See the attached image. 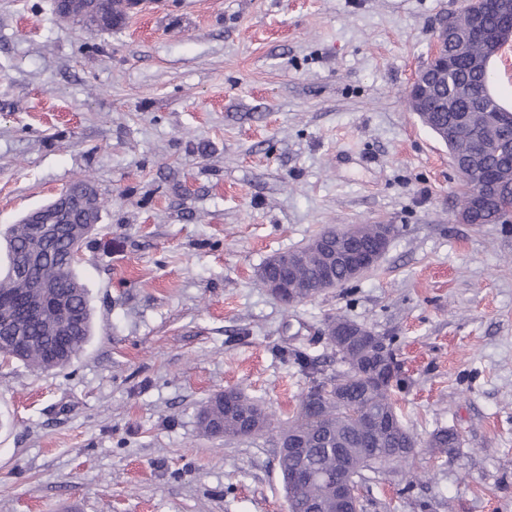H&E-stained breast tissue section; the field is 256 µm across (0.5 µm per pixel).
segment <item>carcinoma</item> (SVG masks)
Here are the masks:
<instances>
[{"mask_svg": "<svg viewBox=\"0 0 512 512\" xmlns=\"http://www.w3.org/2000/svg\"><path fill=\"white\" fill-rule=\"evenodd\" d=\"M96 13L103 21L102 29L109 30L123 21L126 16V0H97ZM439 96L448 101L443 110L432 112L424 121L436 125L448 124L457 138V149L473 158V167L488 170L496 168L502 172L497 192L501 200L512 206V137L506 130L477 121H466L464 117L484 113L492 107L505 109L502 98L493 89L492 73L475 70L466 59L456 58L455 66L448 70L446 79L441 81ZM512 111V106L507 108ZM91 195L94 205L83 208L52 204L47 209L46 219L53 224H79L93 217L100 219L102 203L93 187L85 181L74 183L72 195L83 198ZM28 225L25 221L11 225L4 234L3 248L12 257L28 248ZM69 242L49 240L32 250L30 267L21 272L8 264L0 272V294H12L19 288H29L35 281L55 285L52 292L65 298L73 316L72 336L69 347L56 358L48 357L44 345L55 341L45 324L30 325L21 336H4L7 310L0 309V356L22 361L37 370H48L64 366L78 354L91 333V312L87 290L75 273L74 265L63 260ZM319 260L307 258L288 273V281L298 289L297 297L306 300L315 293H322L326 284L317 277ZM347 397V404H337L308 392L300 402L299 409L288 425L282 427L261 407L250 402L238 390L227 393L235 396V406L259 416L261 425L258 433H276V437L297 436L306 441L307 454L303 465L319 473L336 475V454L341 448L345 455L356 464L353 480L364 478V471L373 470L386 463L408 464L409 451L415 450L416 440L405 426L392 433L373 430L366 423L364 410H379L387 414L397 413L393 399L395 390L401 388L400 371L388 380L378 381L367 372L348 367L334 379ZM202 432L216 436V430L224 428V438L247 437L239 427L224 417V401L216 394L210 398L199 416ZM459 445L458 435L441 429L432 435L429 447L444 451ZM290 512H310L314 506L326 505L332 512L335 503L328 487L321 481L308 482L289 496Z\"/></svg>", "mask_w": 512, "mask_h": 512, "instance_id": "cac0c4a2", "label": "carcinoma"}]
</instances>
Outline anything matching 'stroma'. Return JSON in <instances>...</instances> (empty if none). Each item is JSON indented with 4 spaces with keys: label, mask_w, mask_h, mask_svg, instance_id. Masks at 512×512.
<instances>
[{
    "label": "stroma",
    "mask_w": 512,
    "mask_h": 512,
    "mask_svg": "<svg viewBox=\"0 0 512 512\" xmlns=\"http://www.w3.org/2000/svg\"><path fill=\"white\" fill-rule=\"evenodd\" d=\"M467 0H147L98 30L0 0V231L87 180L92 332L0 360V512H287L269 434L205 436L242 390L280 422L342 371L341 316L390 339L418 446L365 512H512V224H461L447 147L407 109ZM392 224L356 281L294 306L258 271L328 227ZM457 431L454 454L431 451ZM422 480L410 481L409 471Z\"/></svg>",
    "instance_id": "1"
}]
</instances>
